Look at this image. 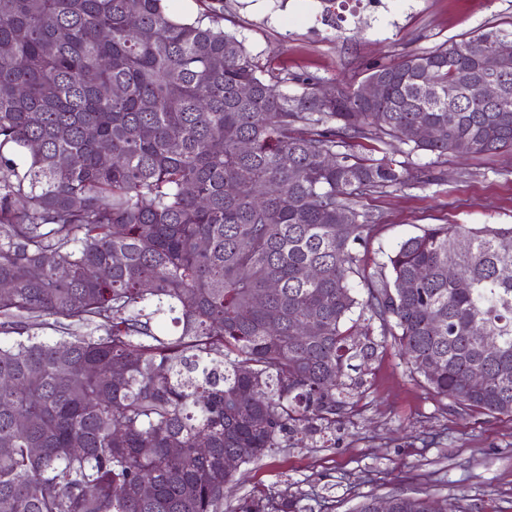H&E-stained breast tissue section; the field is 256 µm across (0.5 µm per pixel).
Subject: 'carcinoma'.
<instances>
[{
    "mask_svg": "<svg viewBox=\"0 0 512 512\" xmlns=\"http://www.w3.org/2000/svg\"><path fill=\"white\" fill-rule=\"evenodd\" d=\"M162 2L0 0V512H224L242 466L336 413L374 351L347 325L357 307L437 394L512 415V224L428 228L374 280L358 202L409 169L352 150L512 149V65L497 102L477 89L512 29L375 63L324 100L319 78L224 31L221 0L185 23ZM421 125L442 137L414 138ZM241 512L299 510L264 497Z\"/></svg>",
    "mask_w": 512,
    "mask_h": 512,
    "instance_id": "obj_1",
    "label": "carcinoma"
}]
</instances>
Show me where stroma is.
Returning <instances> with one entry per match:
<instances>
[{
	"label": "stroma",
	"instance_id": "35a3bbf8",
	"mask_svg": "<svg viewBox=\"0 0 512 512\" xmlns=\"http://www.w3.org/2000/svg\"><path fill=\"white\" fill-rule=\"evenodd\" d=\"M226 31L261 63L307 73L327 86L360 82L368 66L512 25V0H357L340 28L321 22L320 0H223ZM360 155L432 168L438 184L366 195L376 217L355 250L376 273L401 241L438 224H512V150L457 157L411 151L398 140L364 141ZM375 347L349 371L335 421L245 467L224 512L242 499L295 497L300 512H355L368 497L403 492L458 499L464 512H512V415L470 411L425 386L393 336L370 321Z\"/></svg>",
	"mask_w": 512,
	"mask_h": 512
}]
</instances>
